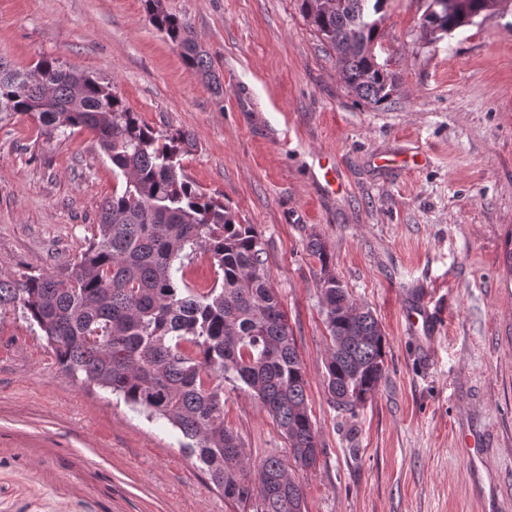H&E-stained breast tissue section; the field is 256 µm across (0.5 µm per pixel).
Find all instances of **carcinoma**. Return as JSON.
<instances>
[{
    "label": "carcinoma",
    "mask_w": 512,
    "mask_h": 512,
    "mask_svg": "<svg viewBox=\"0 0 512 512\" xmlns=\"http://www.w3.org/2000/svg\"><path fill=\"white\" fill-rule=\"evenodd\" d=\"M151 24L176 45L184 64L216 79L187 22L145 0ZM387 0H301L300 10L336 54L348 88L380 105L398 86L378 62ZM424 12L432 41L471 24L493 0H444ZM38 117L45 135L89 128L121 191L99 205L96 232L72 267L0 277V314L19 310L53 349L72 381L122 398L165 419L185 439L224 499L253 512H307L293 471L317 465L318 429L287 314L271 284L261 233L231 208L196 189L183 173L193 147L186 131L163 135L144 124L107 83L54 59L31 69L0 57V122ZM209 255L221 276L206 292L183 276V260ZM329 344V403L345 412L375 396L385 373L386 336L369 308L333 275L320 280ZM250 393L288 443L289 458L257 468L224 421V383Z\"/></svg>",
    "instance_id": "obj_1"
}]
</instances>
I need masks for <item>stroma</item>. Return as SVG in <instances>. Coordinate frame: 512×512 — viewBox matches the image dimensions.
Instances as JSON below:
<instances>
[{
    "label": "stroma",
    "mask_w": 512,
    "mask_h": 512,
    "mask_svg": "<svg viewBox=\"0 0 512 512\" xmlns=\"http://www.w3.org/2000/svg\"><path fill=\"white\" fill-rule=\"evenodd\" d=\"M162 6L189 23L222 93L145 0H0V57L58 60L154 131L191 132L186 178L258 227L323 449L295 473L308 512H512V0L434 43L426 0H388L379 58L398 90L378 108L345 86L298 0ZM123 183L89 130L50 139L37 117L0 122V275L74 263ZM327 273L387 339L378 392L353 414L325 393ZM224 420L252 463L287 457L249 393L225 387ZM473 438L491 501L472 480ZM181 441L66 377L20 313L0 319V512H234Z\"/></svg>",
    "instance_id": "obj_1"
}]
</instances>
